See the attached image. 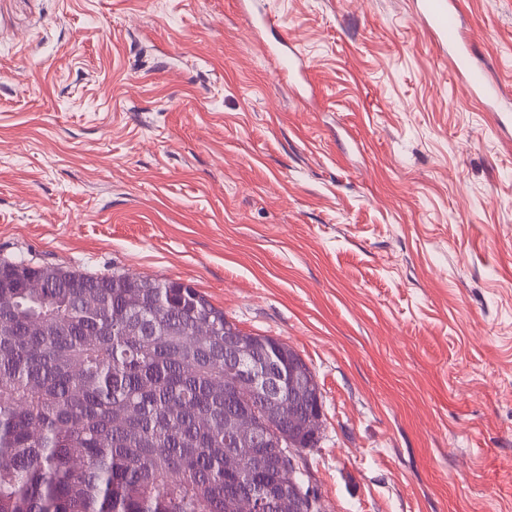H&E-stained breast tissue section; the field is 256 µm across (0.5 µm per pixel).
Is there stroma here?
I'll return each mask as SVG.
<instances>
[{"instance_id":"stroma-1","label":"stroma","mask_w":512,"mask_h":512,"mask_svg":"<svg viewBox=\"0 0 512 512\" xmlns=\"http://www.w3.org/2000/svg\"><path fill=\"white\" fill-rule=\"evenodd\" d=\"M255 2L272 28L238 0H0V260L183 281L286 343L325 512H512V127L416 0ZM460 6L512 110V0Z\"/></svg>"}]
</instances>
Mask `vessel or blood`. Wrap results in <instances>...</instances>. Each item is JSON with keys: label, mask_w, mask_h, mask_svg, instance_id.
<instances>
[{"label": "vessel or blood", "mask_w": 512, "mask_h": 512, "mask_svg": "<svg viewBox=\"0 0 512 512\" xmlns=\"http://www.w3.org/2000/svg\"><path fill=\"white\" fill-rule=\"evenodd\" d=\"M417 18L439 50L447 56L460 79L461 88L473 99L496 102L502 94L486 71L476 66L463 49L464 33L455 0H423Z\"/></svg>", "instance_id": "1"}]
</instances>
